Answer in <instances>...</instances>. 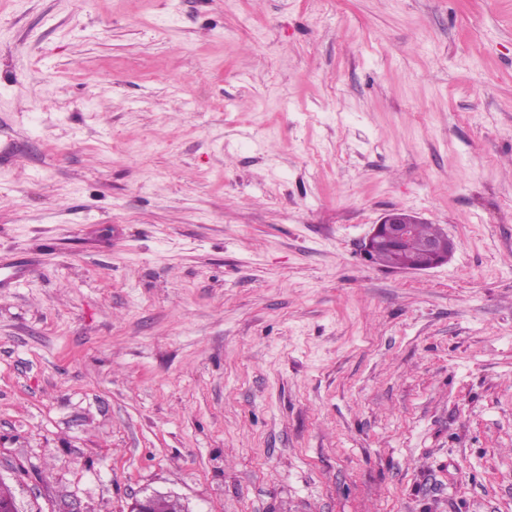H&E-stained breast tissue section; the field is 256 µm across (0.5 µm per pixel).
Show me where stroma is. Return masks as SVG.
<instances>
[{"label":"stroma","mask_w":512,"mask_h":512,"mask_svg":"<svg viewBox=\"0 0 512 512\" xmlns=\"http://www.w3.org/2000/svg\"><path fill=\"white\" fill-rule=\"evenodd\" d=\"M1 252L19 512H512V0H0ZM416 225V235L408 248L411 252H419L425 240L442 238V232L436 224L423 223L414 213L401 209L386 212L377 224H373L371 232L365 238L362 252L366 259L383 248L398 249L412 234ZM426 251L429 255V260L425 262H409L405 265H401L396 267L395 271L398 272H420V271H426L435 267H438L440 265H443L445 263H448V260L451 258L455 248L456 244L454 240L448 236V251H443L436 245L435 242H429L426 245Z\"/></svg>","instance_id":"stroma-1"}]
</instances>
